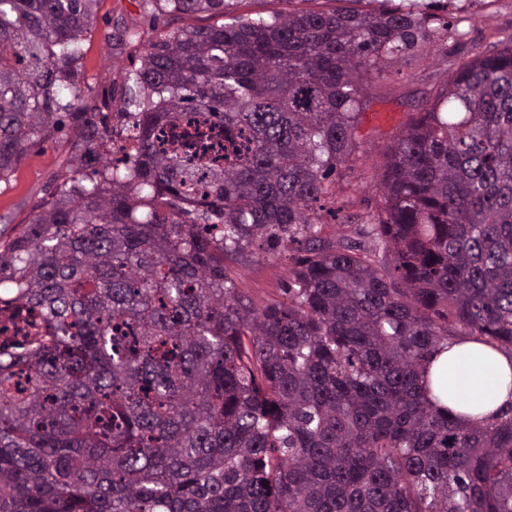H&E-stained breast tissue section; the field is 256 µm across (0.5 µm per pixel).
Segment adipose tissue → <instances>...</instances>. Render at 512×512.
<instances>
[{"instance_id": "1", "label": "adipose tissue", "mask_w": 512, "mask_h": 512, "mask_svg": "<svg viewBox=\"0 0 512 512\" xmlns=\"http://www.w3.org/2000/svg\"><path fill=\"white\" fill-rule=\"evenodd\" d=\"M447 370L446 406L464 424L490 418L512 404V355L475 341L453 345L432 364Z\"/></svg>"}]
</instances>
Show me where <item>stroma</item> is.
<instances>
[{
    "mask_svg": "<svg viewBox=\"0 0 512 512\" xmlns=\"http://www.w3.org/2000/svg\"><path fill=\"white\" fill-rule=\"evenodd\" d=\"M416 3L437 21L448 23L449 29L394 62L390 80L366 111L359 135L370 151L369 159L363 165L341 166L336 174L337 195H355L350 206L354 212L376 204L375 185L386 145L406 126L412 112L423 107L430 92L450 77L454 64L470 60L512 35V0H466L461 7L449 0ZM337 6V0H238L234 14L253 17L328 11ZM121 29L138 32V39L118 46L113 35ZM158 34L142 0H98L82 59V76L95 99H107L113 107H120L125 75L140 66L144 44ZM73 141V136L59 134L31 145L9 183H0V233L9 234L15 225L30 221L66 164L86 172L101 167L100 156L77 155ZM226 270L240 293L257 307L275 299L288 280V260L282 255L248 252L228 259Z\"/></svg>",
    "mask_w": 512,
    "mask_h": 512,
    "instance_id": "stroma-1",
    "label": "stroma"
}]
</instances>
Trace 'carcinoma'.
Returning <instances> with one entry per match:
<instances>
[{"label":"carcinoma","mask_w":512,"mask_h":512,"mask_svg":"<svg viewBox=\"0 0 512 512\" xmlns=\"http://www.w3.org/2000/svg\"><path fill=\"white\" fill-rule=\"evenodd\" d=\"M97 0H0V182L86 104ZM231 0H143L154 19ZM415 4L170 31L119 117L136 148L74 170L0 239V512H512V406L463 426L428 377L464 340L512 349V36L458 63L383 153L379 202L331 176L364 155L372 87L431 39ZM222 127L164 148L183 115ZM356 237L324 236V213ZM291 245L282 298L224 262Z\"/></svg>","instance_id":"cac0c4a2"}]
</instances>
